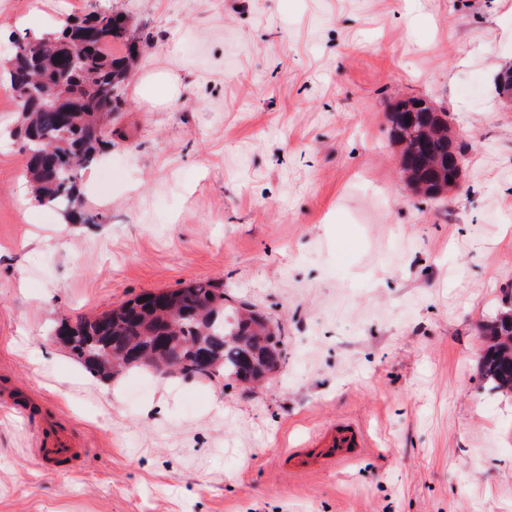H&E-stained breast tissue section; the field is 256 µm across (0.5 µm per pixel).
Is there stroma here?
I'll use <instances>...</instances> for the list:
<instances>
[{"mask_svg": "<svg viewBox=\"0 0 512 512\" xmlns=\"http://www.w3.org/2000/svg\"><path fill=\"white\" fill-rule=\"evenodd\" d=\"M94 11L150 36L81 172L99 223L31 200L0 102V386L27 397L0 407V512H512V394L479 366L512 284V0H0V66ZM165 71L177 100L142 97ZM408 97L470 145L444 198L397 172ZM196 280L281 325L269 383L103 381L53 334ZM49 419L75 460H42ZM339 422L367 436L356 461L298 467Z\"/></svg>", "mask_w": 512, "mask_h": 512, "instance_id": "35a3bbf8", "label": "stroma"}]
</instances>
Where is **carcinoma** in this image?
I'll use <instances>...</instances> for the list:
<instances>
[{
    "instance_id": "carcinoma-1",
    "label": "carcinoma",
    "mask_w": 512,
    "mask_h": 512,
    "mask_svg": "<svg viewBox=\"0 0 512 512\" xmlns=\"http://www.w3.org/2000/svg\"><path fill=\"white\" fill-rule=\"evenodd\" d=\"M96 37L74 44L64 56L56 38L25 37L18 41L12 67L0 76L8 87L38 84L44 90L68 92L78 108L66 114L41 97L19 104L20 121L12 135L22 140L23 177L33 200L58 205L73 220L96 222L80 213L77 191L81 170L99 157L102 134L112 133V116L124 104L123 91L147 35L127 24L118 12L86 17ZM120 44L119 54L107 51ZM401 114L410 120L396 122ZM390 135L402 150L401 172L428 184L423 196L440 198L438 176L450 175L448 112L423 98L410 97L391 106ZM246 302L224 297L223 285L197 280L174 290L149 292L109 311L61 324L55 335L86 371L104 380L137 365L162 377L211 379L220 376L245 387L266 380L265 373L285 358L282 329ZM489 345L481 372L490 389L512 393V285L501 290L495 316L483 326Z\"/></svg>"
}]
</instances>
